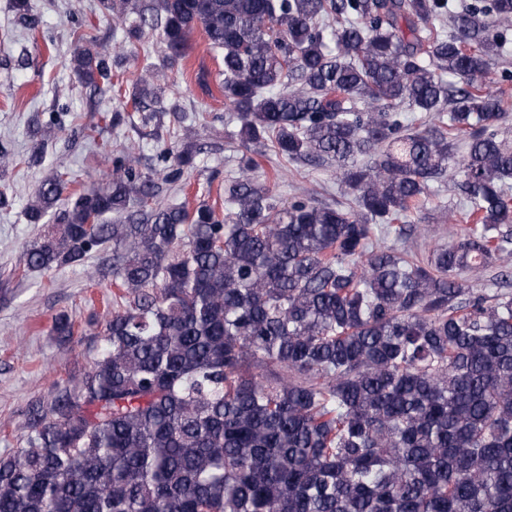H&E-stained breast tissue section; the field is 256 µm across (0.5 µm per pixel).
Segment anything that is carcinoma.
Segmentation results:
<instances>
[{
	"instance_id": "obj_1",
	"label": "carcinoma",
	"mask_w": 512,
	"mask_h": 512,
	"mask_svg": "<svg viewBox=\"0 0 512 512\" xmlns=\"http://www.w3.org/2000/svg\"><path fill=\"white\" fill-rule=\"evenodd\" d=\"M112 28L152 34L170 64L201 25L224 54V105L245 153L224 213L156 202L128 148L60 204L22 271L83 267L112 247L105 345L0 456V512H512V291L463 273L512 257L507 56L512 0H103ZM90 44L73 70L110 83ZM160 88L131 94L146 123ZM51 125L35 129L27 163ZM336 168L345 207L283 204L255 172ZM179 180L194 152H159ZM450 181L456 244L400 242ZM509 54L507 62L499 63L492 69L489 86L494 91L502 90L508 101L509 112L506 127L509 128V139L512 143V27L507 32Z\"/></svg>"
}]
</instances>
